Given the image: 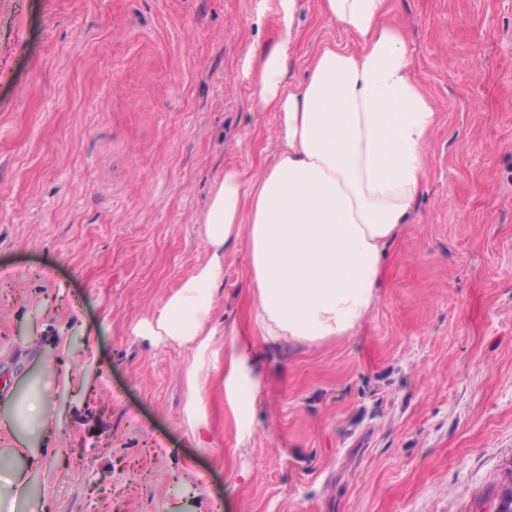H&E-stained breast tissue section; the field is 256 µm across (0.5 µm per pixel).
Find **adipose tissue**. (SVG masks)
I'll list each match as a JSON object with an SVG mask.
<instances>
[{
    "mask_svg": "<svg viewBox=\"0 0 512 512\" xmlns=\"http://www.w3.org/2000/svg\"><path fill=\"white\" fill-rule=\"evenodd\" d=\"M391 0H322L329 21L359 49L326 47L306 80L287 82L289 51L300 40L299 0H255L253 22L277 23L276 40L248 53L242 73L259 109L275 113L281 147L273 165L245 174L224 170L203 218L211 254L184 278L146 336H211L224 253L248 244L254 340L224 353V390L237 411L262 391L257 344L315 343L348 336L377 300L384 258L410 216L427 173V143L437 111L412 74L402 28L385 23ZM77 377L56 374L50 389L7 393L0 403L6 453L28 449L21 429L51 431L55 395Z\"/></svg>",
    "mask_w": 512,
    "mask_h": 512,
    "instance_id": "obj_1",
    "label": "adipose tissue"
}]
</instances>
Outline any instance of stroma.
Wrapping results in <instances>:
<instances>
[{"instance_id":"stroma-1","label":"stroma","mask_w":512,"mask_h":512,"mask_svg":"<svg viewBox=\"0 0 512 512\" xmlns=\"http://www.w3.org/2000/svg\"><path fill=\"white\" fill-rule=\"evenodd\" d=\"M254 0H0V377L80 390L33 444L27 512H497L512 486V0H392L437 108L428 175L351 335L259 358L250 435L222 353L251 333L247 244L213 355L135 328L209 257L234 166L272 164L241 77ZM288 82L357 40L300 0Z\"/></svg>"}]
</instances>
